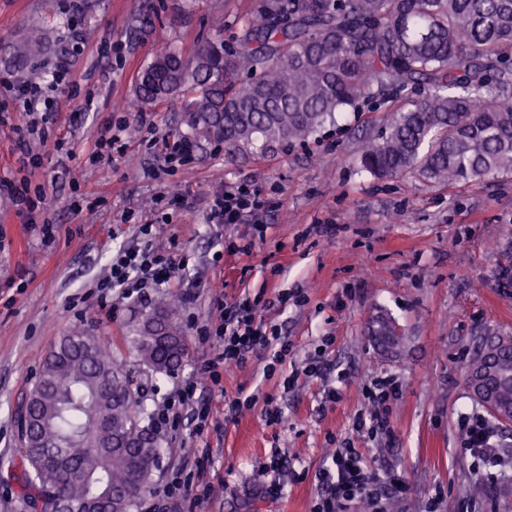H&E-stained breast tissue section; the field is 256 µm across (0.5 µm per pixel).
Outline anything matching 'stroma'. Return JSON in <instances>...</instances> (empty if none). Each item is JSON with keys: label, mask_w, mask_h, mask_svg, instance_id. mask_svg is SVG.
<instances>
[{"label": "stroma", "mask_w": 512, "mask_h": 512, "mask_svg": "<svg viewBox=\"0 0 512 512\" xmlns=\"http://www.w3.org/2000/svg\"><path fill=\"white\" fill-rule=\"evenodd\" d=\"M66 5L0 0V74L48 75L73 37L85 41L71 60L77 86L63 88L48 141L33 143L41 168L20 169L11 133L0 129V177L44 184L53 223L44 238L0 198V512L42 510L41 502L23 503L10 476L17 410L52 343L76 327L94 332L124 365L147 411L193 381L210 414L200 434L188 406L158 430L160 463L135 512H153L154 493L175 468L187 488L180 512H308L329 450L348 441L377 471L405 479L391 512H424L434 496L439 512H512V421L494 424L502 475L493 483L474 470L460 430L463 415L482 408L463 360L487 339L512 336V173L439 187L413 174L362 171L357 138L377 133L388 118L375 102L340 114L305 142L258 141L229 152L201 140L185 165L166 169L146 141L190 137L184 97L141 104L143 70L165 47L188 53L217 36L232 38L259 0H85L78 20ZM23 42L42 52L21 67L14 49ZM140 112L150 128L140 127ZM122 119L118 151L90 163L100 128ZM227 183L259 192L263 210L237 224L210 223L211 198ZM170 184L176 195L167 207L159 197ZM75 199L82 211L72 210ZM146 222L147 238L138 231ZM147 239L175 257L169 287L143 304L116 296L103 308L96 283L113 252ZM255 295L262 298L258 322L281 327L292 345L284 372L322 347L337 375L302 376L286 390L279 377L266 376L257 353L212 385L199 370L213 353L199 328L216 324L219 304ZM171 297L180 301L175 321L188 350L173 376L147 368L132 346L146 314ZM388 319L396 329L384 336ZM385 374L401 383L393 435L372 440L352 424L369 417L364 390ZM332 388L340 397L330 402ZM241 391L273 395L285 422L267 425L261 403L237 408ZM274 448L285 458L276 498L263 473ZM201 483L211 489L204 500L195 496Z\"/></svg>", "instance_id": "stroma-1"}]
</instances>
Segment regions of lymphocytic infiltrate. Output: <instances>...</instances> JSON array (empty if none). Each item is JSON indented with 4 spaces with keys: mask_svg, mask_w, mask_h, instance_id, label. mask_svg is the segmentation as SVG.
<instances>
[{
    "mask_svg": "<svg viewBox=\"0 0 512 512\" xmlns=\"http://www.w3.org/2000/svg\"><path fill=\"white\" fill-rule=\"evenodd\" d=\"M75 78L67 59H59L48 79L33 82L15 81L0 77V127L11 126L14 133L12 150L21 166L39 165L40 156L32 146V138L47 139L49 129L59 110L60 86L74 84ZM26 113V125L12 124L11 115ZM0 192L8 196L18 213L26 216L29 224L44 221L45 190L30 183H15L0 178ZM259 194L246 186H230L217 191L210 203L209 219L214 224L239 223L243 214L263 208ZM175 267L171 257L158 253L152 244L139 248H121L113 254L108 273L98 283L102 293L121 291L124 298H142L150 289L166 284ZM288 339L278 330L263 332L255 323L249 301L225 303L220 307L219 324L215 330V355L201 366L211 380H218L219 366L230 363L243 364L249 353L258 349L272 350V360L283 363ZM400 392L398 378L385 375L377 378L367 390V399L373 410L369 419H356L353 431L359 434L389 435L391 432L388 404ZM461 431L465 448L470 452L477 468L487 470L497 464L498 444L496 433L485 416L472 413L462 419ZM322 493L314 501L311 512H347L348 508L362 502L366 512H388L390 497L405 493L399 475L386 478L388 491L371 493L377 479L362 455L353 448L336 449L329 464L319 472Z\"/></svg>",
    "mask_w": 512,
    "mask_h": 512,
    "instance_id": "f902f5d3",
    "label": "lymphocytic infiltrate"
}]
</instances>
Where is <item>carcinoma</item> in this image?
Listing matches in <instances>:
<instances>
[{"label":"carcinoma","mask_w":512,"mask_h":512,"mask_svg":"<svg viewBox=\"0 0 512 512\" xmlns=\"http://www.w3.org/2000/svg\"><path fill=\"white\" fill-rule=\"evenodd\" d=\"M512 0H261L231 43L209 40L189 58L157 53L140 76L145 105L172 77L198 136L237 150L256 138L305 142L336 114L387 95L391 119L356 162L370 173H413L437 185L512 172ZM250 72L240 78V69ZM176 303L146 315L140 360L172 375L187 357ZM497 336L464 362L512 403V344ZM138 390L94 333L58 338L24 401L18 449L22 500L60 497L73 512H132L149 489L160 448L137 410Z\"/></svg>","instance_id":"1"}]
</instances>
